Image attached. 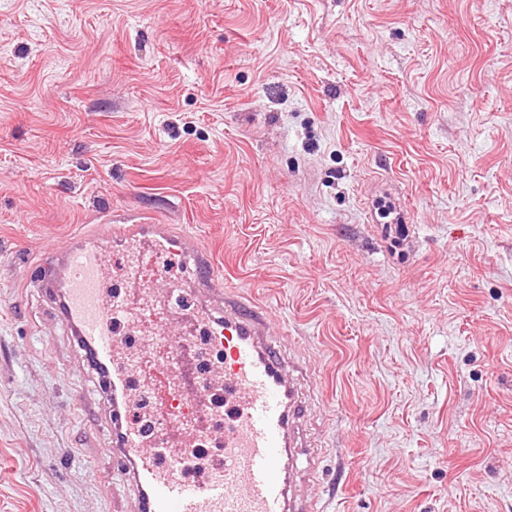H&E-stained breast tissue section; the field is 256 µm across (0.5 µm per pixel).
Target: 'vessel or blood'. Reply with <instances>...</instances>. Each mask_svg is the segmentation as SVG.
<instances>
[{
  "label": "vessel or blood",
  "instance_id": "vessel-or-blood-1",
  "mask_svg": "<svg viewBox=\"0 0 512 512\" xmlns=\"http://www.w3.org/2000/svg\"><path fill=\"white\" fill-rule=\"evenodd\" d=\"M122 257L123 278L136 281L144 265L167 282L165 302L152 294L128 299L109 287L108 257ZM188 273L196 298L188 333L142 331L143 317L161 306L178 308ZM37 286L59 311L110 412L112 472L135 493L136 512H322L296 493L300 476L314 475L319 445L302 440L310 395L299 369L270 333L268 306L227 288L212 253L192 232L156 220L113 225L108 236L73 235L56 253ZM206 336L224 374V403L213 406L202 429L178 412L199 408L212 390L199 384L186 395L180 357L190 338ZM182 424L177 457L214 443L216 469L194 479L173 464L172 424Z\"/></svg>",
  "mask_w": 512,
  "mask_h": 512
}]
</instances>
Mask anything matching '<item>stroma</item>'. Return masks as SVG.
Returning <instances> with one entry per match:
<instances>
[{"label":"stroma","mask_w":512,"mask_h":512,"mask_svg":"<svg viewBox=\"0 0 512 512\" xmlns=\"http://www.w3.org/2000/svg\"><path fill=\"white\" fill-rule=\"evenodd\" d=\"M143 216L316 379L302 495L512 512V0H0V512L133 505L35 280Z\"/></svg>","instance_id":"35a3bbf8"}]
</instances>
